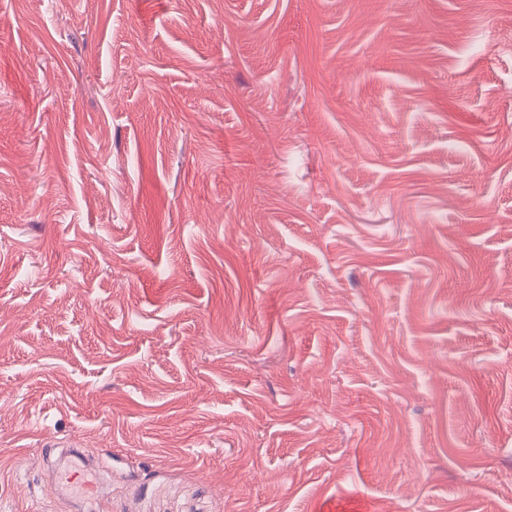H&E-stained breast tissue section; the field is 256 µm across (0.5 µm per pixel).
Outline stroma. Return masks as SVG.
<instances>
[{
  "label": "stroma",
  "instance_id": "obj_1",
  "mask_svg": "<svg viewBox=\"0 0 512 512\" xmlns=\"http://www.w3.org/2000/svg\"><path fill=\"white\" fill-rule=\"evenodd\" d=\"M0 512H512V0H0Z\"/></svg>",
  "mask_w": 512,
  "mask_h": 512
}]
</instances>
